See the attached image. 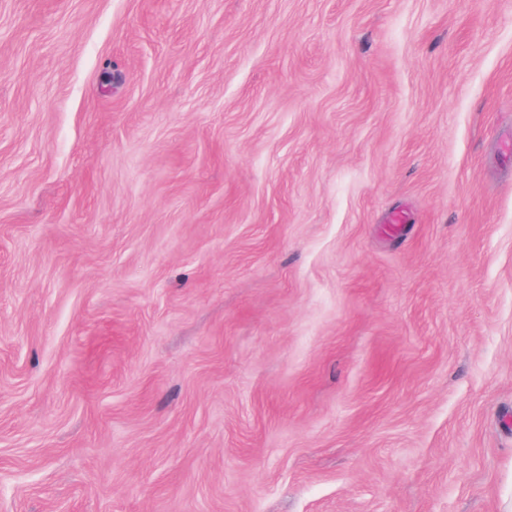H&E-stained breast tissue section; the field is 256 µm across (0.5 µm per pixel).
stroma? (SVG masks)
<instances>
[{"instance_id": "1", "label": "stroma", "mask_w": 512, "mask_h": 512, "mask_svg": "<svg viewBox=\"0 0 512 512\" xmlns=\"http://www.w3.org/2000/svg\"><path fill=\"white\" fill-rule=\"evenodd\" d=\"M0 512H512V0H0Z\"/></svg>"}]
</instances>
